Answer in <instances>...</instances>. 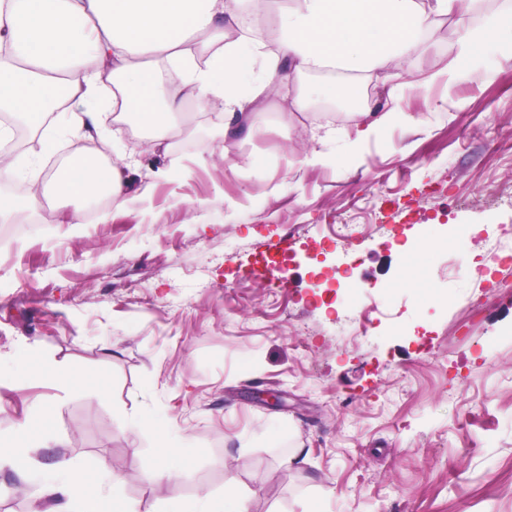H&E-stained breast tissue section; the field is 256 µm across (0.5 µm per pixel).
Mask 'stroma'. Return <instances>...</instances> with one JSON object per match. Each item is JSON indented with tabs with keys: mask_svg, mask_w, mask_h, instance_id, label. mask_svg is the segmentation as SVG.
<instances>
[{
	"mask_svg": "<svg viewBox=\"0 0 512 512\" xmlns=\"http://www.w3.org/2000/svg\"><path fill=\"white\" fill-rule=\"evenodd\" d=\"M496 39L457 60L453 17L430 19L390 64L395 99L379 72L243 61V86L273 85L249 137L190 102L166 150L143 153L106 89L105 123L19 138L38 174L86 149L138 190L104 223L24 202L0 234V438L52 409L36 465L119 466L137 512L231 477L250 512H512V259L494 256L512 237V28ZM352 80L359 108L400 115L357 154L320 141L349 129ZM321 150L331 162L305 164ZM267 258L272 281L249 278ZM31 347L84 381L15 374ZM161 438L204 451L163 488Z\"/></svg>",
	"mask_w": 512,
	"mask_h": 512,
	"instance_id": "obj_1",
	"label": "stroma"
}]
</instances>
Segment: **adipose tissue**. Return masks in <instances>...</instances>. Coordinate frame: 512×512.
<instances>
[{
    "label": "adipose tissue",
    "mask_w": 512,
    "mask_h": 512,
    "mask_svg": "<svg viewBox=\"0 0 512 512\" xmlns=\"http://www.w3.org/2000/svg\"><path fill=\"white\" fill-rule=\"evenodd\" d=\"M459 0H291L280 23L276 54L247 37L237 0H0V112L23 120L35 132L49 128L62 112L71 132L101 113L62 108V101H98L102 69L122 79L112 105L139 118L146 145L163 146L186 102L214 101L224 109V130L257 133L251 118L267 86L243 88L237 78L242 58L265 57L270 70L291 72L332 67L376 71L393 57L412 51L430 17L454 12ZM165 64L166 97L145 69ZM34 160L20 161L0 149V184L29 170L28 197L49 195L68 207V221L83 223L101 196L120 207L128 182L116 165L98 154L78 151L49 180L38 179ZM51 425L41 413L11 440H0V467L25 473L48 512H134L117 495L103 494L119 484V469H93L66 458L34 467L29 443ZM203 454L190 444L159 442L153 466L160 479L174 481Z\"/></svg>",
    "instance_id": "adipose-tissue-1"
}]
</instances>
